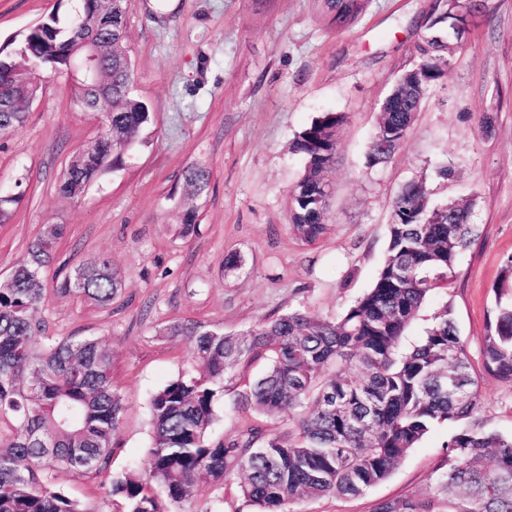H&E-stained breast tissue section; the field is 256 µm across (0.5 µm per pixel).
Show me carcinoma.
<instances>
[{
    "label": "carcinoma",
    "instance_id": "cac0c4a2",
    "mask_svg": "<svg viewBox=\"0 0 512 512\" xmlns=\"http://www.w3.org/2000/svg\"><path fill=\"white\" fill-rule=\"evenodd\" d=\"M106 0H79L82 20L51 14L29 27L12 48H0V137L27 120L44 73L68 75L84 45L101 47L100 87L71 82L81 100L106 93L97 147L74 157L59 192L80 196L123 157L150 120L147 105L131 94L134 68L127 38L117 30L127 15L112 12L115 33L103 28ZM328 23L350 26L368 0H319ZM470 6L448 0L437 17V33L422 50L424 68L401 75L402 88L379 111L367 159H389L408 131L428 88L444 73L432 52L444 47L441 33L461 40L468 32ZM345 114L326 112L295 138L305 158L292 190L290 220L302 240L326 230V169L336 154ZM183 233L193 232L195 199L209 187L211 171L202 162L183 173ZM24 192L0 199V224L9 221ZM475 201L437 206L421 183L406 184L391 203L389 242L371 286L334 318L305 311L273 313L240 333L208 329L196 321H173L167 336L192 343L193 369L182 373L150 399L153 435L147 468L115 475L103 485L124 512H194L204 475L222 484L237 476L239 496L252 512H296L302 502L325 497H359L386 480L398 462L434 427L456 425L443 445L432 496L387 499L375 512H436L435 503L461 490L456 512H512V435L480 419L483 402L478 373L456 325L452 303L443 305L420 339L408 346L405 332L429 293L456 277L457 260L480 237L472 223ZM64 233L46 224L27 258L0 281V512H83L78 501L56 489V472L67 469L90 477L111 472L125 406L112 384V354L95 338L41 335L37 314L46 298V272ZM60 297H77L110 307L122 293V278L110 261L94 257L53 274ZM482 338V370L512 387V257L507 258ZM267 361L262 376L235 394L234 407L279 415L298 414L288 436L268 435L244 425L235 439L212 444L219 395L236 370ZM166 493L161 499L155 488Z\"/></svg>",
    "mask_w": 512,
    "mask_h": 512
}]
</instances>
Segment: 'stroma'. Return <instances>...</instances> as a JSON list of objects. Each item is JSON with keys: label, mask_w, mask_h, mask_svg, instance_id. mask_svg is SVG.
Returning a JSON list of instances; mask_svg holds the SVG:
<instances>
[{"label": "stroma", "mask_w": 512, "mask_h": 512, "mask_svg": "<svg viewBox=\"0 0 512 512\" xmlns=\"http://www.w3.org/2000/svg\"><path fill=\"white\" fill-rule=\"evenodd\" d=\"M448 0H370L352 27H328L313 0H134L127 40L133 93L151 121L119 169L82 197L58 192L76 152L102 130L103 116L82 111L66 77L45 79L25 125L0 140V186L26 181L11 219L0 224V278L27 256L44 225L65 227L55 264L107 258L124 280L111 309L47 294L39 314L46 335L99 339L112 353V382L125 412L112 471L144 469L151 443L150 396L192 362V344L162 333L189 319L241 332L272 312L300 309L332 317L371 287L387 247L391 201L414 180L434 201L476 197L481 237L457 262L450 286L427 298L406 331L422 334L452 302L472 364L502 261L512 256V0H482L451 64L432 87L394 156L368 167L367 144L381 101L421 59L432 21ZM76 0H0V44L50 12L69 16ZM493 112L491 128L479 118ZM322 112H343L327 229L303 241L289 219L291 189L304 169L296 134ZM201 161L212 172L199 200L196 233L181 234L182 171ZM450 176L441 177L440 168ZM242 263L226 270V255ZM258 360L239 368L218 403L210 442L235 438L241 423L287 434V415L235 411L237 387L260 376ZM489 427L512 434V387L483 375ZM449 427L429 433L384 482L357 498L302 503V512H374L380 501L425 498ZM56 484L85 512H117L97 477L69 470ZM234 481L204 478L196 512H240Z\"/></svg>", "instance_id": "stroma-1"}]
</instances>
